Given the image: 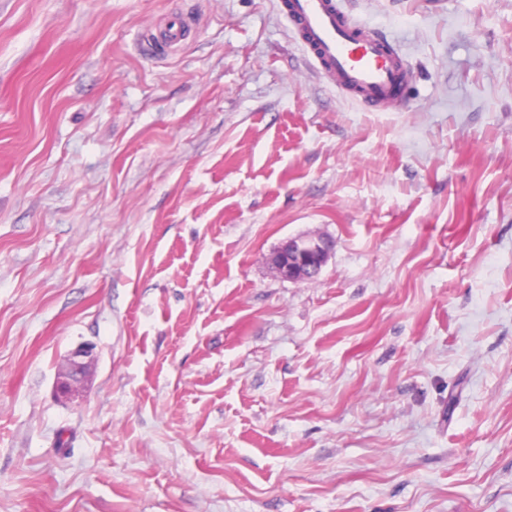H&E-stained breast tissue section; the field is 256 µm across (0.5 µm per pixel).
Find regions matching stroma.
I'll return each instance as SVG.
<instances>
[{
	"label": "stroma",
	"mask_w": 512,
	"mask_h": 512,
	"mask_svg": "<svg viewBox=\"0 0 512 512\" xmlns=\"http://www.w3.org/2000/svg\"><path fill=\"white\" fill-rule=\"evenodd\" d=\"M277 2L0 0V512H512V0H343L394 112ZM279 3L313 70L333 74L345 96L372 112H391L400 105L409 65L386 39L343 12L335 0ZM332 242L322 235L290 238L270 256L273 272L294 282L314 279L326 265ZM96 360L95 346L85 344L72 350L61 366L56 390L65 397L79 394Z\"/></svg>",
	"instance_id": "1"
}]
</instances>
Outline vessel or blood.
I'll list each match as a JSON object with an SVG mask.
<instances>
[{"mask_svg": "<svg viewBox=\"0 0 512 512\" xmlns=\"http://www.w3.org/2000/svg\"><path fill=\"white\" fill-rule=\"evenodd\" d=\"M280 7L313 70L334 75L337 88L370 111L400 105L409 65L386 39L343 12L336 0H280Z\"/></svg>", "mask_w": 512, "mask_h": 512, "instance_id": "b4317fda", "label": "vessel or blood"}]
</instances>
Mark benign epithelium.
Segmentation results:
<instances>
[{"label":"benign epithelium","mask_w":512,"mask_h":512,"mask_svg":"<svg viewBox=\"0 0 512 512\" xmlns=\"http://www.w3.org/2000/svg\"><path fill=\"white\" fill-rule=\"evenodd\" d=\"M332 242L322 235L290 238L270 256L273 272L294 282L314 279L326 265ZM96 360L95 346L85 344L72 350L61 366L56 390L65 397L79 394Z\"/></svg>","instance_id":"1"}]
</instances>
